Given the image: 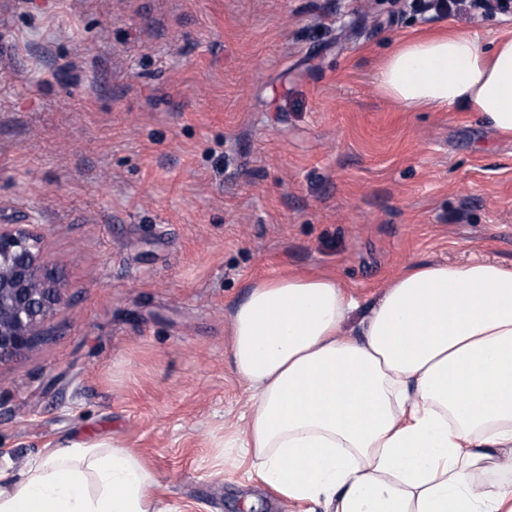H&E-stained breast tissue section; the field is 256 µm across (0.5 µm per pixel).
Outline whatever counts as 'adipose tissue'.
<instances>
[{"label": "adipose tissue", "instance_id": "obj_1", "mask_svg": "<svg viewBox=\"0 0 512 512\" xmlns=\"http://www.w3.org/2000/svg\"><path fill=\"white\" fill-rule=\"evenodd\" d=\"M407 109L461 108L512 137V33L400 41L377 70ZM334 273L249 285L230 352L254 391L228 454L280 499L325 512H512V268L424 263L359 321ZM153 472L106 441L0 461V512H169Z\"/></svg>", "mask_w": 512, "mask_h": 512}]
</instances>
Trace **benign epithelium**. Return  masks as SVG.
I'll return each instance as SVG.
<instances>
[{
	"label": "benign epithelium",
	"mask_w": 512,
	"mask_h": 512,
	"mask_svg": "<svg viewBox=\"0 0 512 512\" xmlns=\"http://www.w3.org/2000/svg\"><path fill=\"white\" fill-rule=\"evenodd\" d=\"M38 225L0 224V359L33 349L67 283L44 260Z\"/></svg>",
	"instance_id": "1"
}]
</instances>
